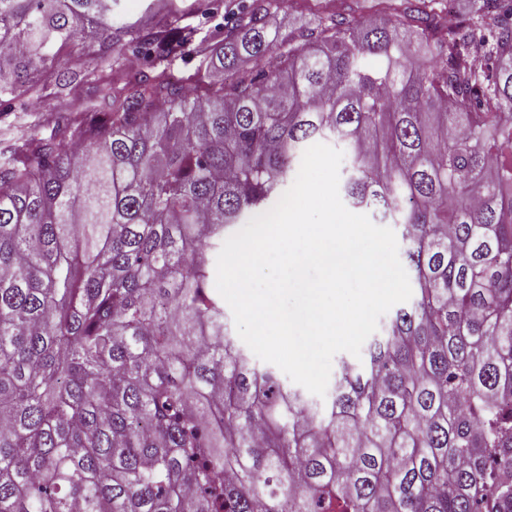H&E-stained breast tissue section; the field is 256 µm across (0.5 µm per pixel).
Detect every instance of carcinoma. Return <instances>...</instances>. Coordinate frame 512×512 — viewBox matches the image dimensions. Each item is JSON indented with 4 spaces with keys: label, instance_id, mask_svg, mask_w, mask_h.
<instances>
[{
    "label": "carcinoma",
    "instance_id": "obj_1",
    "mask_svg": "<svg viewBox=\"0 0 512 512\" xmlns=\"http://www.w3.org/2000/svg\"><path fill=\"white\" fill-rule=\"evenodd\" d=\"M274 2L219 31L220 66L263 73L199 65L193 98L171 71L207 47L179 15L0 0V100L85 36L146 60L0 148V512H512V0L446 34L438 0L284 31ZM329 139L417 296L322 406L234 343L208 267Z\"/></svg>",
    "mask_w": 512,
    "mask_h": 512
}]
</instances>
